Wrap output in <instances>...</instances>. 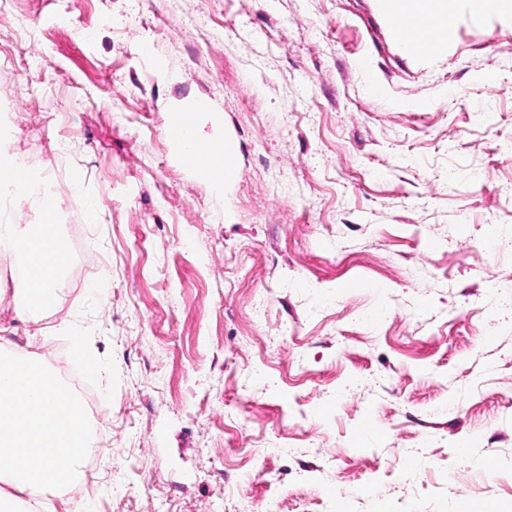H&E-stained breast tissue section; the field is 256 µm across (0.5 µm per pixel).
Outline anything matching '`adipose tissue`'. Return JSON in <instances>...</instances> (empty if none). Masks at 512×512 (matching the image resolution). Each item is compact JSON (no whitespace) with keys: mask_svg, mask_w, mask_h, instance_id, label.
Returning <instances> with one entry per match:
<instances>
[{"mask_svg":"<svg viewBox=\"0 0 512 512\" xmlns=\"http://www.w3.org/2000/svg\"><path fill=\"white\" fill-rule=\"evenodd\" d=\"M388 4L390 12L397 17L409 11L424 14L435 47L440 49L446 46L448 29L452 23L448 0H388ZM171 135L179 144L182 161L187 167H201L208 176L224 184L236 179V169L228 161L232 152L229 143H217L218 158L200 166L196 164L191 154L192 145L200 141L195 122L179 119L172 127ZM59 241L57 231L48 230L41 224H29L23 227L15 224L0 225V247L11 249L22 263L40 265L43 271L42 279L35 283H28L24 290L19 309L23 318H37L55 298L57 282L65 269L64 264H61L57 257Z\"/></svg>","mask_w":512,"mask_h":512,"instance_id":"adipose-tissue-1","label":"adipose tissue"}]
</instances>
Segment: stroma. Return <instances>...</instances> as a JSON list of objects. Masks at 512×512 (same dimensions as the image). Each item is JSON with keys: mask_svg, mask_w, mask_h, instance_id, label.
Returning <instances> with one entry per match:
<instances>
[{"mask_svg": "<svg viewBox=\"0 0 512 512\" xmlns=\"http://www.w3.org/2000/svg\"><path fill=\"white\" fill-rule=\"evenodd\" d=\"M17 153L69 263L34 330L0 252V349L82 337L109 412L87 492L23 512H512L511 15L456 0L419 55L382 0H0ZM188 116L181 117L172 127L171 135L177 141L181 149V158L183 163L192 169H199L206 172L208 176L224 185L233 182L237 178L235 167L228 162V157L232 152L231 145L224 141L216 143L209 141L202 143L193 118L187 123ZM191 144H208L217 148L219 156L210 164H197L191 154Z\"/></svg>", "mask_w": 512, "mask_h": 512, "instance_id": "1", "label": "stroma"}]
</instances>
